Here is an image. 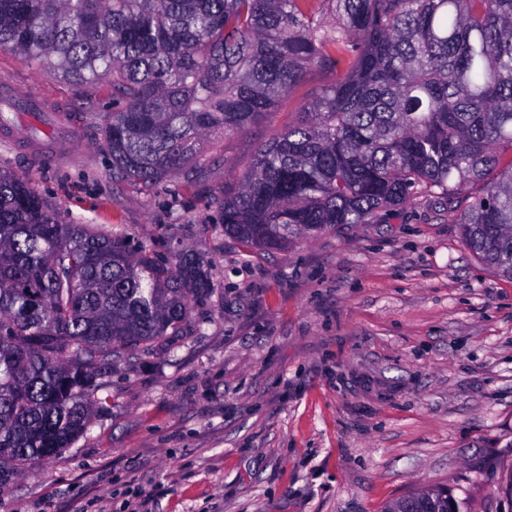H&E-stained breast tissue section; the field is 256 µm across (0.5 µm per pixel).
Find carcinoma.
<instances>
[{
    "instance_id": "carcinoma-1",
    "label": "carcinoma",
    "mask_w": 512,
    "mask_h": 512,
    "mask_svg": "<svg viewBox=\"0 0 512 512\" xmlns=\"http://www.w3.org/2000/svg\"><path fill=\"white\" fill-rule=\"evenodd\" d=\"M0 50L108 80L112 181L145 186L273 112L309 70L331 71L224 191V236L285 251L428 195L512 280V0H0ZM208 265L67 224L0 172V497L106 410L112 359L188 335L215 289ZM386 512L465 509L434 486Z\"/></svg>"
}]
</instances>
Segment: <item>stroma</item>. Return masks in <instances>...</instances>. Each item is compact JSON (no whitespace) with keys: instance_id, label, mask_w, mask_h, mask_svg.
Returning a JSON list of instances; mask_svg holds the SVG:
<instances>
[{"instance_id":"obj_1","label":"stroma","mask_w":512,"mask_h":512,"mask_svg":"<svg viewBox=\"0 0 512 512\" xmlns=\"http://www.w3.org/2000/svg\"><path fill=\"white\" fill-rule=\"evenodd\" d=\"M334 79L322 69L259 124L205 144L153 187L114 185L106 84L79 86L0 50V171L70 224L213 261L190 333L113 360L107 412L25 469L0 512H384L444 486L468 512H512V281L422 195L288 251H246L216 204L258 148ZM45 104L39 143L13 137Z\"/></svg>"}]
</instances>
